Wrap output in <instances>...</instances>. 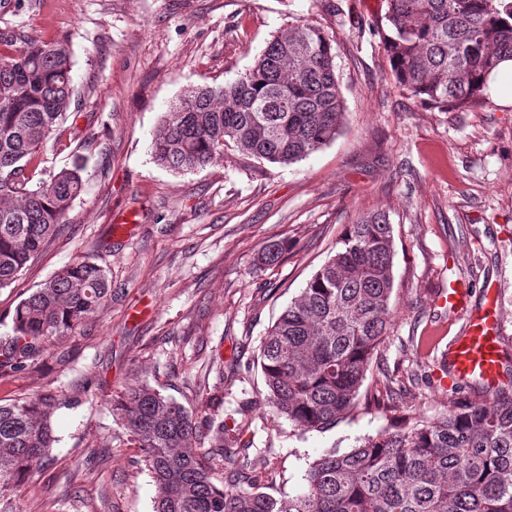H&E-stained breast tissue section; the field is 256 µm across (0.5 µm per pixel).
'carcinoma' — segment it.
I'll use <instances>...</instances> for the list:
<instances>
[{"instance_id":"carcinoma-1","label":"carcinoma","mask_w":512,"mask_h":512,"mask_svg":"<svg viewBox=\"0 0 512 512\" xmlns=\"http://www.w3.org/2000/svg\"><path fill=\"white\" fill-rule=\"evenodd\" d=\"M383 33L394 80L427 106L465 109L486 98L499 66L512 61V0H386ZM0 289L54 239L85 192L84 158L40 167L39 152L65 127L75 87L69 46L0 30ZM331 39L299 22L273 38L236 79L187 89L151 144L158 165L179 173L224 158V147L270 164L303 160L336 138L344 101ZM336 254L307 281L263 339L258 361L273 412L299 430L323 431L349 411L374 351L391 325L394 235L389 213L349 224ZM288 250L273 242L257 262ZM112 298V280L78 260L24 298L0 370L15 369L69 335ZM55 397L0 402V504L47 463L56 436ZM113 408L144 451L155 487L153 512H512V395L452 402L438 417L414 418L356 440L309 464L295 495L262 490L240 431L206 423L208 449L189 441V411L148 385L124 389ZM224 462V485L211 462Z\"/></svg>"}]
</instances>
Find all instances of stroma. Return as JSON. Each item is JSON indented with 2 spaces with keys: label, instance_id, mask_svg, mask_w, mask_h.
<instances>
[{
  "label": "stroma",
  "instance_id": "stroma-1",
  "mask_svg": "<svg viewBox=\"0 0 512 512\" xmlns=\"http://www.w3.org/2000/svg\"><path fill=\"white\" fill-rule=\"evenodd\" d=\"M386 0H0V28L67 42L76 116L69 147L47 143L48 167L86 159V191L60 236L0 289V341L18 303L63 267L103 266L112 298L24 367L0 371V400L54 394L52 457L12 495L10 512H152L144 453L112 411L143 383L197 420L223 417L252 443L261 484L294 494L322 451L439 416L474 386H442L461 314L440 297L498 290L502 389L512 390V96L442 112L389 75ZM333 41L344 100L336 138L273 166L237 148L175 173L150 144L191 87L244 73L296 21ZM389 212L394 228L392 325L356 408L326 431L301 432L265 403L257 356L281 310L336 251L347 224ZM288 249L256 266L267 243Z\"/></svg>",
  "mask_w": 512,
  "mask_h": 512
}]
</instances>
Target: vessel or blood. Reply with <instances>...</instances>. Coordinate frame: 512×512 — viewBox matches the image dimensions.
Returning a JSON list of instances; mask_svg holds the SVG:
<instances>
[{
	"instance_id": "1",
	"label": "vessel or blood",
	"mask_w": 512,
	"mask_h": 512,
	"mask_svg": "<svg viewBox=\"0 0 512 512\" xmlns=\"http://www.w3.org/2000/svg\"><path fill=\"white\" fill-rule=\"evenodd\" d=\"M442 302L463 314L465 331L448 346V382L450 385L481 382L488 388L499 383L501 323L495 303L480 311L471 310L469 291L449 288Z\"/></svg>"
}]
</instances>
